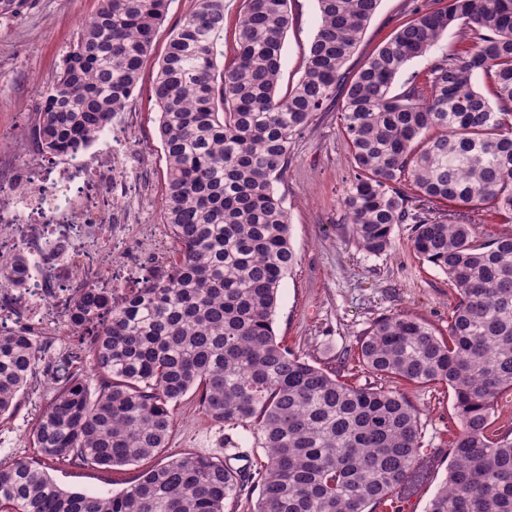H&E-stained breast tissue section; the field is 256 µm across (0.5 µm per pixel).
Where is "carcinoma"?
Listing matches in <instances>:
<instances>
[{
  "mask_svg": "<svg viewBox=\"0 0 512 512\" xmlns=\"http://www.w3.org/2000/svg\"><path fill=\"white\" fill-rule=\"evenodd\" d=\"M28 0H0V22ZM169 0H101L42 96L44 151H77L123 110ZM380 0H317L318 29L301 79L281 94L288 0H244L232 61L224 0H195L159 64L153 96L167 166L164 223L173 275L148 280L126 305L90 289L73 334L93 371L57 378L32 432L48 461L105 468L167 446L174 407L190 391L213 420L249 432L265 459L238 476L199 454L175 456L119 493L61 489L39 462L0 464V512H224L259 490L253 512L392 509L423 460L420 414L397 384H444L456 428L448 474L426 512H512V429L494 428L512 390V234L483 240L440 201L491 205L512 223V0L416 5L355 72L346 64ZM464 45L430 52L450 29ZM429 57L423 74L398 77ZM482 77L488 93L477 85ZM338 119L354 161L342 200L353 240L378 255L397 224L419 257L448 277V335L402 313L373 320L357 359L374 377L353 386L276 340L281 281L297 263L277 184L293 140L319 112ZM36 359L30 336L0 335V417Z\"/></svg>",
  "mask_w": 512,
  "mask_h": 512,
  "instance_id": "1",
  "label": "carcinoma"
}]
</instances>
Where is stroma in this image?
<instances>
[{
	"mask_svg": "<svg viewBox=\"0 0 512 512\" xmlns=\"http://www.w3.org/2000/svg\"><path fill=\"white\" fill-rule=\"evenodd\" d=\"M195 0H171L167 18L154 39V59L142 69L134 100L140 114L138 135L148 150L149 173L144 188L152 197L155 221L163 219L167 189L166 161L158 132L159 108L152 95L161 58L171 31L194 9ZM410 0H380L378 9L347 63L356 71L376 52L401 21ZM99 0H29L14 19L0 24V139L15 136L34 141L42 92L32 76L51 84L63 57L78 34L79 19L93 15ZM293 23L284 40L281 87L293 86L303 74L304 55L319 25L316 0H288ZM292 162L285 176V206L290 217V241L298 262L282 280L273 315L276 338L292 353L327 370L341 372L345 381L365 384L357 362H344L356 351L371 321L401 312L447 335L454 301L448 278L420 258L411 247L409 225H396L393 246L381 255L361 250L349 233L342 195L353 175V161L341 132L336 110L318 115L291 146ZM406 396L419 410L424 476L399 512H425L448 471L449 431L455 418L446 386H409ZM53 397L21 393L14 414L0 418V463L39 459L31 433ZM223 424L211 421L194 394L175 408L166 448L157 456L129 465L101 469L68 462H47L49 475L63 489L85 493H116L127 488L144 469L169 456L199 454L227 460Z\"/></svg>",
	"mask_w": 512,
	"mask_h": 512,
	"instance_id": "1",
	"label": "stroma"
}]
</instances>
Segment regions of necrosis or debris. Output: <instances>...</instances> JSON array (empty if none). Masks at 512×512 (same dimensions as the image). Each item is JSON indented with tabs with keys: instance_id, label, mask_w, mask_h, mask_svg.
<instances>
[{
	"instance_id": "1",
	"label": "necrosis or debris",
	"mask_w": 512,
	"mask_h": 512,
	"mask_svg": "<svg viewBox=\"0 0 512 512\" xmlns=\"http://www.w3.org/2000/svg\"><path fill=\"white\" fill-rule=\"evenodd\" d=\"M137 125L130 104L85 151L49 163L20 146L0 165V334L37 337L38 374H58L69 356L61 338L74 299L103 288L120 307L131 288L169 270L171 241L141 218L149 203ZM19 256L20 279L12 273Z\"/></svg>"
}]
</instances>
